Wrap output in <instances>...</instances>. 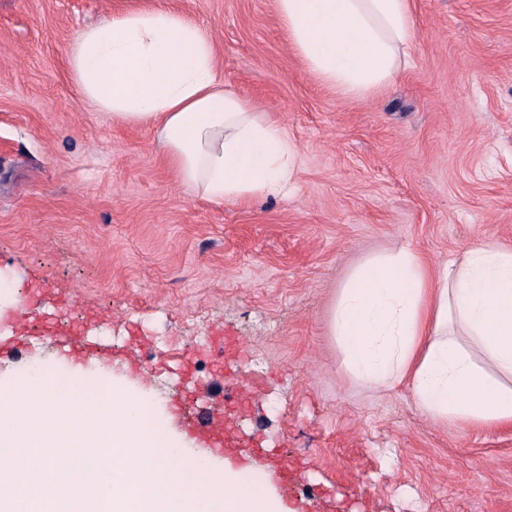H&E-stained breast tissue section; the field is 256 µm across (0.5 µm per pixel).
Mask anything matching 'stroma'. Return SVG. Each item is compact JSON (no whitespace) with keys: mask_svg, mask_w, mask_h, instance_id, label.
Listing matches in <instances>:
<instances>
[{"mask_svg":"<svg viewBox=\"0 0 512 512\" xmlns=\"http://www.w3.org/2000/svg\"><path fill=\"white\" fill-rule=\"evenodd\" d=\"M412 2L411 65L355 98L304 68L275 0H0V380L65 371L45 329L67 314L178 434L257 387L230 463L287 512H512V425L437 422L407 384H361L330 332L374 255L436 270L481 241L512 249V0ZM146 6L207 29L228 88L276 114L300 148L294 194L210 201L153 128L83 99L75 34ZM130 346L146 373L125 370Z\"/></svg>","mask_w":512,"mask_h":512,"instance_id":"35a3bbf8","label":"stroma"}]
</instances>
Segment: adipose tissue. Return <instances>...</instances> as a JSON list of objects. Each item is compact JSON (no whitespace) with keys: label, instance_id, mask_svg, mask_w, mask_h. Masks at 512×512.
I'll return each instance as SVG.
<instances>
[{"label":"adipose tissue","instance_id":"obj_1","mask_svg":"<svg viewBox=\"0 0 512 512\" xmlns=\"http://www.w3.org/2000/svg\"><path fill=\"white\" fill-rule=\"evenodd\" d=\"M308 72L348 97L411 62V0H275ZM88 103L151 126L181 182L216 202L274 196L300 156L279 120L228 91L206 29L184 13L132 9L80 31L68 55ZM331 332L348 371L384 389L409 380L438 422L512 424V250L479 243L430 277L413 250L373 256L340 288Z\"/></svg>","mask_w":512,"mask_h":512}]
</instances>
